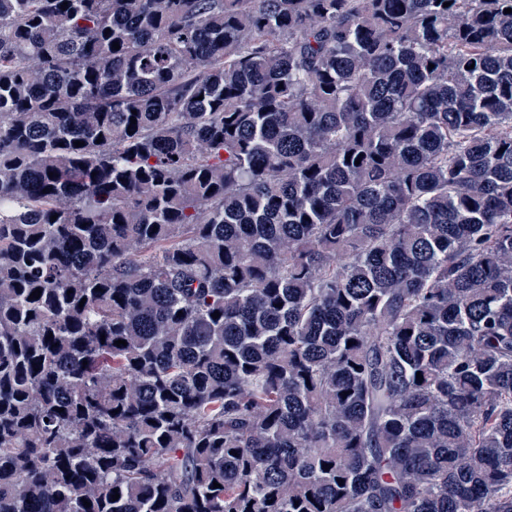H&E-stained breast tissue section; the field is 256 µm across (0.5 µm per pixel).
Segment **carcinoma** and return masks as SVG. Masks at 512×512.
Segmentation results:
<instances>
[{
  "label": "carcinoma",
  "mask_w": 512,
  "mask_h": 512,
  "mask_svg": "<svg viewBox=\"0 0 512 512\" xmlns=\"http://www.w3.org/2000/svg\"><path fill=\"white\" fill-rule=\"evenodd\" d=\"M507 8L0 0V512H512Z\"/></svg>",
  "instance_id": "1"
}]
</instances>
